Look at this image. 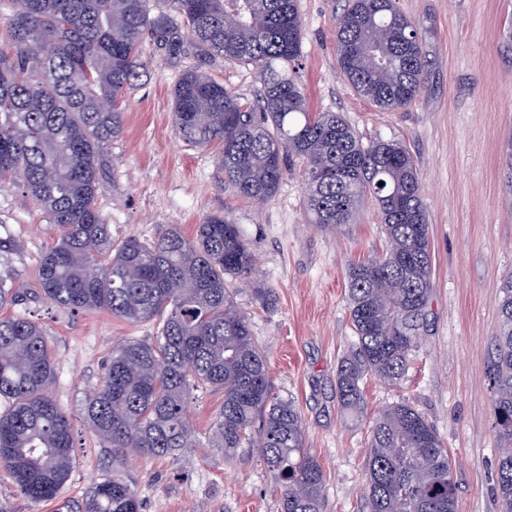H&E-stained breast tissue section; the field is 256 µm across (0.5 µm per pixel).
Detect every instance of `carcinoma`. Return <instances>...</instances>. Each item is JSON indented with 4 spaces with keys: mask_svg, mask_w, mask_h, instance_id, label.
Segmentation results:
<instances>
[{
    "mask_svg": "<svg viewBox=\"0 0 512 512\" xmlns=\"http://www.w3.org/2000/svg\"><path fill=\"white\" fill-rule=\"evenodd\" d=\"M0 0V183L23 187L60 230L39 259L43 297L71 312L104 310L131 323L155 320L151 342L112 347L101 386L83 417L112 451V474L93 484L83 512H142L130 456L167 458L191 445L186 404L192 391L224 392L211 443L231 459L256 443L274 478L281 512H321L325 475L303 448L295 402L272 395L268 363L250 318L227 288L248 278L257 258L228 215H211L186 238L174 225L153 239L112 240L97 205L105 148L123 131L122 98L145 67V37L178 55L179 16L201 63L220 56L253 71L257 102L198 66L172 90L177 134L215 148L224 191L254 204L277 193L285 160L303 164L307 208L321 228L350 223L363 196L376 200L386 249L347 270L348 308L357 343L341 360L336 396L356 414L360 382L399 383L417 352L433 292L423 186L401 144L365 147L338 112H310L298 78L302 21L297 0ZM237 22L224 24V14ZM341 72L383 111L420 95L426 60L411 20L396 0H348L336 18ZM22 251L0 238V307L23 301L9 257ZM500 318L489 365L491 409L500 451L497 492L512 512V275L497 299ZM55 358L42 328L23 315L0 318V466L24 497H58L73 468L70 414L50 394ZM260 422L258 440L251 437ZM366 468L369 512H457L453 462L434 427L406 401L372 423Z\"/></svg>",
    "mask_w": 512,
    "mask_h": 512,
    "instance_id": "cac0c4a2",
    "label": "carcinoma"
}]
</instances>
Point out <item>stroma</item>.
Segmentation results:
<instances>
[{"label": "stroma", "mask_w": 512, "mask_h": 512, "mask_svg": "<svg viewBox=\"0 0 512 512\" xmlns=\"http://www.w3.org/2000/svg\"><path fill=\"white\" fill-rule=\"evenodd\" d=\"M347 0H298L302 19L300 77L314 112L344 115L363 144L397 141L414 156L430 224L433 293L416 359L399 384L374 377L361 384L365 409L353 418L336 402V370L355 342L346 270L386 247L379 208L365 198L349 224H311L303 165L292 161L277 194L262 205L224 190L211 150L180 140L172 89L199 65L191 38L171 57L152 41L148 70L125 97L122 135L105 150L98 206L112 237L152 238L163 224L193 236L214 214L241 228L257 267L237 284L236 305L251 316L266 352L274 396L294 400L305 426L306 451L325 472L322 512H368L365 459L369 424L387 404L405 400L436 429L453 461L458 512H500L495 494L498 448L487 367L498 329L495 299L512 274V203L502 162L512 142V0H397L415 24L429 67L420 97L385 112L361 97L336 57V17ZM210 74L248 101L261 84L248 70L215 58ZM0 236L25 244L11 260L23 314L43 330L56 360L51 395L73 416L75 467L59 496H21L0 467L6 512H78L86 491L112 472L107 448L81 418L85 397L101 383L116 341L148 340L153 323L132 324L104 311L73 313L45 300L38 264L58 231L19 183L0 184ZM270 289L261 306L254 286ZM223 392H194L187 404L195 428L191 448L172 458L130 459L142 512H280L274 480L257 448L233 459L209 443Z\"/></svg>", "instance_id": "35a3bbf8"}]
</instances>
